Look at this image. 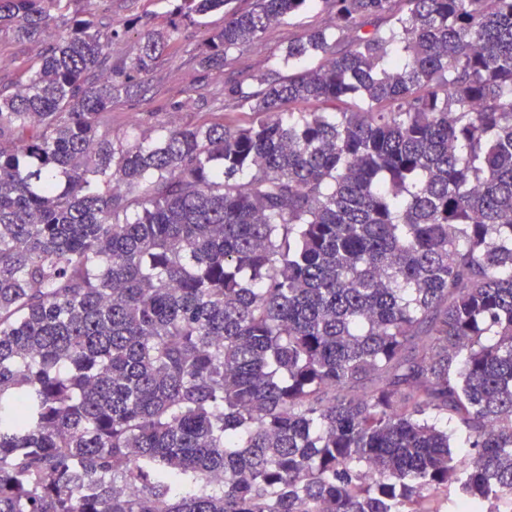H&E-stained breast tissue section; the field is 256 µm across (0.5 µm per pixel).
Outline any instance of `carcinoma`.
I'll return each instance as SVG.
<instances>
[{
	"instance_id": "1",
	"label": "carcinoma",
	"mask_w": 512,
	"mask_h": 512,
	"mask_svg": "<svg viewBox=\"0 0 512 512\" xmlns=\"http://www.w3.org/2000/svg\"><path fill=\"white\" fill-rule=\"evenodd\" d=\"M71 2L0 0L45 40L0 93V512H512V0H170L225 11L206 70L336 33L148 145L112 106L181 29L114 60Z\"/></svg>"
}]
</instances>
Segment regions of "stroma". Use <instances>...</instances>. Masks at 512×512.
Here are the masks:
<instances>
[{
  "mask_svg": "<svg viewBox=\"0 0 512 512\" xmlns=\"http://www.w3.org/2000/svg\"><path fill=\"white\" fill-rule=\"evenodd\" d=\"M74 10L81 16L102 20L109 15L116 20H134L129 32L112 42L113 56L131 59L143 45L138 18L154 17L157 25L170 18L169 0H98L89 6L87 0H75ZM224 23L223 13H214L183 30L184 50L166 51L158 56L147 74L122 96L112 110V129L146 143L155 141L162 128H179L199 120L204 112H231L235 105L227 88L230 79L261 72L288 75L284 49L295 35L314 27L333 28L334 21L326 12L314 9L284 22L271 25L256 43L235 53L230 69L203 71L195 58L197 48L207 39L211 29ZM42 39H15L0 36V89L17 90L28 68L43 54Z\"/></svg>",
  "mask_w": 512,
  "mask_h": 512,
  "instance_id": "obj_1",
  "label": "stroma"
}]
</instances>
